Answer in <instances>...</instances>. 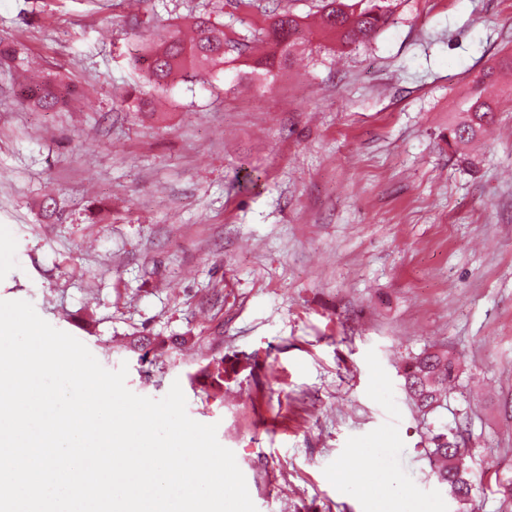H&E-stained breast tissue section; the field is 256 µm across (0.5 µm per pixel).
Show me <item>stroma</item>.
Returning a JSON list of instances; mask_svg holds the SVG:
<instances>
[{"label":"stroma","mask_w":512,"mask_h":512,"mask_svg":"<svg viewBox=\"0 0 512 512\" xmlns=\"http://www.w3.org/2000/svg\"><path fill=\"white\" fill-rule=\"evenodd\" d=\"M281 2L306 39L279 67L227 63L150 114L127 99L139 36L205 14L241 40L272 0H0V300L127 366L135 394L180 383L257 512H453L431 433L466 425L472 470L512 481V95L467 160L440 135L512 46V0H390L352 47L315 26L320 0ZM29 71L84 95L27 109ZM441 345L463 372L424 417L402 371ZM220 359L223 390L190 382Z\"/></svg>","instance_id":"1"}]
</instances>
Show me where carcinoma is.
<instances>
[{"label": "carcinoma", "mask_w": 512, "mask_h": 512, "mask_svg": "<svg viewBox=\"0 0 512 512\" xmlns=\"http://www.w3.org/2000/svg\"><path fill=\"white\" fill-rule=\"evenodd\" d=\"M391 18L387 0H323L320 9V27L334 35L342 46L358 45L384 29ZM270 22L242 42L227 40L224 31L210 19L195 17L189 22L190 36L181 27L141 42L133 62L145 76L147 89L139 91L135 108L146 111L156 100L167 96L174 83H206L227 60L252 57L258 44H266L272 54L284 58L290 48L304 37L305 24L300 17L286 9L273 12ZM490 71L482 70L471 79L473 90L461 108L463 117L448 126L442 139L448 148L458 150L483 135L495 122L492 101L483 96L482 85ZM24 103L35 111H53L60 108L74 93L69 83L48 78L23 85ZM462 370L461 357L447 349H426L415 356L403 371L404 388L417 410L428 415L447 405L448 396ZM202 376L220 388L224 383V360L214 362ZM468 438L465 430L457 428L453 434L441 431L431 434V448L427 449L432 475L448 487L456 503L457 512H472L474 495L478 490L474 475L463 464L467 455Z\"/></svg>", "instance_id": "cac0c4a2"}]
</instances>
